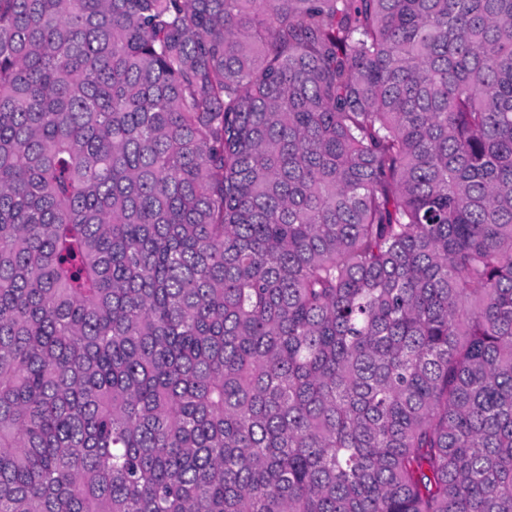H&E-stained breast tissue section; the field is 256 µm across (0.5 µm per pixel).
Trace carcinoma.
<instances>
[{
	"label": "carcinoma",
	"instance_id": "1",
	"mask_svg": "<svg viewBox=\"0 0 512 512\" xmlns=\"http://www.w3.org/2000/svg\"><path fill=\"white\" fill-rule=\"evenodd\" d=\"M0 512H512V0H0Z\"/></svg>",
	"mask_w": 512,
	"mask_h": 512
}]
</instances>
